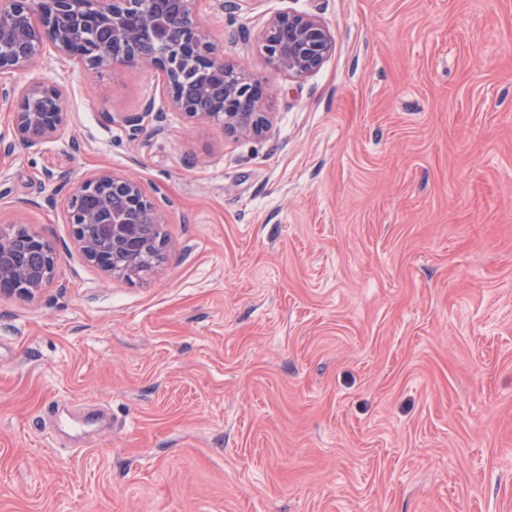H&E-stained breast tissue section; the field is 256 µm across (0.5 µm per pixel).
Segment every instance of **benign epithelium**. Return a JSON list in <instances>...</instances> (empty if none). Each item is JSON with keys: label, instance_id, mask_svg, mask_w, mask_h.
<instances>
[{"label": "benign epithelium", "instance_id": "7a95c632", "mask_svg": "<svg viewBox=\"0 0 512 512\" xmlns=\"http://www.w3.org/2000/svg\"><path fill=\"white\" fill-rule=\"evenodd\" d=\"M201 0H0V76L24 72L51 49L81 70L104 73L127 66L162 74L170 110L191 121L219 122L234 136L260 137L270 130L271 113L261 109V82L224 64L199 17ZM335 47L316 15L288 12L269 18L262 34L268 61L288 77L315 74ZM17 94L13 133L25 146L56 138L67 124L60 86L32 82ZM110 193L118 204L112 217L86 210L82 199ZM66 223L84 259L108 276L137 277L151 270L143 258L164 251L158 234L163 216L149 189L138 179L100 170L74 182L63 202ZM87 224L98 232H84ZM42 255L38 267L18 261L16 239ZM60 256L46 239L26 229L19 216L0 230V296L38 298L58 267Z\"/></svg>", "mask_w": 512, "mask_h": 512}]
</instances>
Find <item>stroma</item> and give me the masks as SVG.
I'll use <instances>...</instances> for the list:
<instances>
[{
    "mask_svg": "<svg viewBox=\"0 0 512 512\" xmlns=\"http://www.w3.org/2000/svg\"><path fill=\"white\" fill-rule=\"evenodd\" d=\"M318 15L291 79L260 37ZM273 127L168 110L158 72L47 51L17 84L68 125L18 145L0 99V228L61 261L0 299V512H512V0H202ZM154 101L138 133L114 121ZM102 169L154 188L170 247L131 280L61 201ZM335 47L323 21L316 15L288 12L269 18L262 34L268 61L289 78L315 74Z\"/></svg>",
    "mask_w": 512,
    "mask_h": 512,
    "instance_id": "1",
    "label": "stroma"
}]
</instances>
